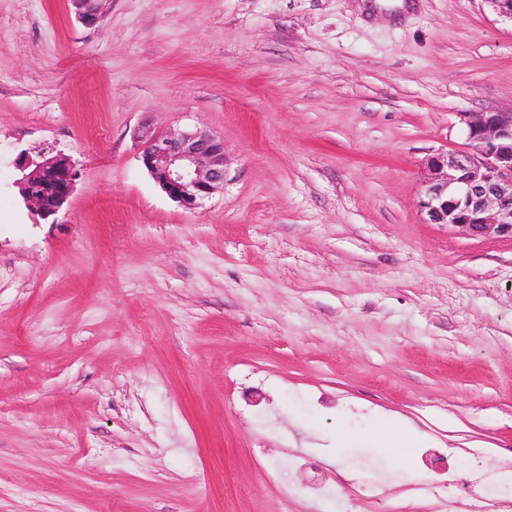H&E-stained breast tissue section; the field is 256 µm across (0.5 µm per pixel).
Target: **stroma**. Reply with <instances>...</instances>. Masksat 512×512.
Returning a JSON list of instances; mask_svg holds the SVG:
<instances>
[{"label":"stroma","mask_w":512,"mask_h":512,"mask_svg":"<svg viewBox=\"0 0 512 512\" xmlns=\"http://www.w3.org/2000/svg\"><path fill=\"white\" fill-rule=\"evenodd\" d=\"M480 112L488 0H0V512H467L437 478L512 471V241L420 201ZM145 122L223 137V190L169 199ZM47 147L52 223L16 186ZM34 159L20 153L16 167L21 172L19 192L25 202L42 219L55 216L71 196L76 171L63 154L38 153Z\"/></svg>","instance_id":"1"}]
</instances>
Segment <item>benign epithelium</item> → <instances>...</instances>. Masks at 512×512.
I'll use <instances>...</instances> for the list:
<instances>
[{
    "instance_id": "1",
    "label": "benign epithelium",
    "mask_w": 512,
    "mask_h": 512,
    "mask_svg": "<svg viewBox=\"0 0 512 512\" xmlns=\"http://www.w3.org/2000/svg\"><path fill=\"white\" fill-rule=\"evenodd\" d=\"M80 19H97L101 0H71ZM470 150L436 155L428 165L421 208L430 224H447L472 238L512 241V112H485L469 118ZM141 162L173 201L193 209L224 188V141L205 130H138ZM19 192L43 219L56 215L71 196L76 171L62 154L22 153Z\"/></svg>"
}]
</instances>
